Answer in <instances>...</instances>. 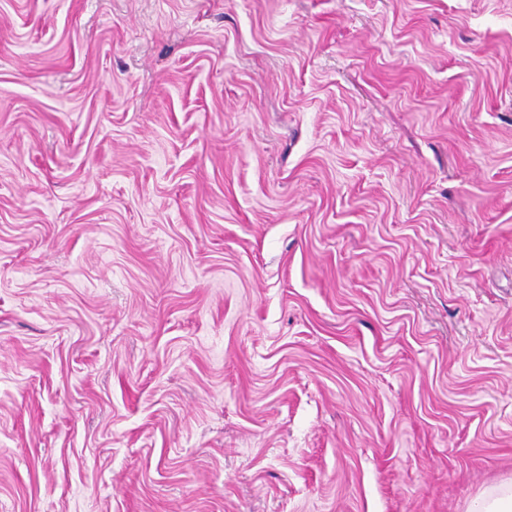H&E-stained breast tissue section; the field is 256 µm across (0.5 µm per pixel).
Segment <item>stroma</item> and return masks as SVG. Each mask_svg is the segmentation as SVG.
I'll use <instances>...</instances> for the list:
<instances>
[{
    "label": "stroma",
    "instance_id": "35a3bbf8",
    "mask_svg": "<svg viewBox=\"0 0 512 512\" xmlns=\"http://www.w3.org/2000/svg\"><path fill=\"white\" fill-rule=\"evenodd\" d=\"M507 487L512 0H0V512Z\"/></svg>",
    "mask_w": 512,
    "mask_h": 512
}]
</instances>
